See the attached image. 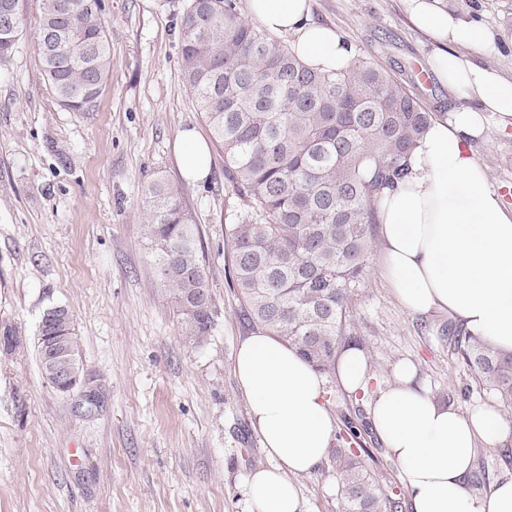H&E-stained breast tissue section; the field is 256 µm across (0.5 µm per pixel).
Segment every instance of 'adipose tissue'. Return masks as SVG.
Listing matches in <instances>:
<instances>
[{"label":"adipose tissue","mask_w":512,"mask_h":512,"mask_svg":"<svg viewBox=\"0 0 512 512\" xmlns=\"http://www.w3.org/2000/svg\"><path fill=\"white\" fill-rule=\"evenodd\" d=\"M268 32L288 34L310 68L340 73L353 47L313 18V0H247ZM410 23L429 40V64L457 104L432 120L410 155V173L378 203L381 272L403 309L444 315L464 333L512 352V207L495 191L472 144L487 115L512 125V78L478 63L497 31L450 10L446 0H406ZM178 163L198 181L210 170L209 150L193 130L181 133ZM341 389L367 399L368 419L387 455L401 467L411 512H512V478L474 492L475 450L512 446V420L497 405L437 402L413 363L395 365L375 382L366 352H338ZM251 419L271 459L247 480L251 512H303L292 478L314 470L336 437L324 380L294 348L260 331L234 361Z\"/></svg>","instance_id":"obj_1"}]
</instances>
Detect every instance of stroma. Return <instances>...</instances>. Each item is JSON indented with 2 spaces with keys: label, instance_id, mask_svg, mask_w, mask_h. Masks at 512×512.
Wrapping results in <instances>:
<instances>
[{
  "label": "stroma",
  "instance_id": "obj_1",
  "mask_svg": "<svg viewBox=\"0 0 512 512\" xmlns=\"http://www.w3.org/2000/svg\"><path fill=\"white\" fill-rule=\"evenodd\" d=\"M111 68L97 106L60 105L38 55L39 0H23L28 27L0 60V512H250L246 479L268 465L233 371L255 330L230 287L227 228L243 202L212 150L210 174L186 179L182 131L209 136L181 71L185 0H103ZM512 33V0H447ZM315 20L359 57L380 63L430 111L455 102L427 73L430 47L405 0H313ZM491 184L512 203V127L489 118L473 144ZM182 190L218 315L203 341L184 336L144 233V187L155 173ZM374 247L352 310L354 342L389 380L401 360L417 366L439 402L491 399L448 339L444 316H414L396 301ZM73 316L80 385L63 394L44 375L37 346L50 303ZM336 419L361 430L367 464L383 488L406 497L399 465L371 429L365 403L324 382ZM305 512H341L333 455L296 476Z\"/></svg>",
  "mask_w": 512,
  "mask_h": 512
}]
</instances>
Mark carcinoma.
I'll use <instances>...</instances> for the list:
<instances>
[{
    "mask_svg": "<svg viewBox=\"0 0 512 512\" xmlns=\"http://www.w3.org/2000/svg\"><path fill=\"white\" fill-rule=\"evenodd\" d=\"M6 6L11 29H0V60L24 26L21 0H0V11ZM101 10V0H41L43 70L58 102L73 111L94 110L109 73ZM179 33L196 111L244 201L239 223L228 228L229 281L243 315L328 373L367 276L377 202L409 174V155L434 113L403 81L362 58L339 74L308 68L243 16L238 0H187ZM144 220L183 334L201 341L215 309L197 224L163 175L145 188ZM41 322L40 364L54 384L56 355L81 371L78 337L65 306H48ZM451 339L477 381L512 412V353L460 330ZM336 470L343 512L401 509L355 449H336Z\"/></svg>",
    "mask_w": 512,
    "mask_h": 512,
    "instance_id": "cac0c4a2",
    "label": "carcinoma"
}]
</instances>
